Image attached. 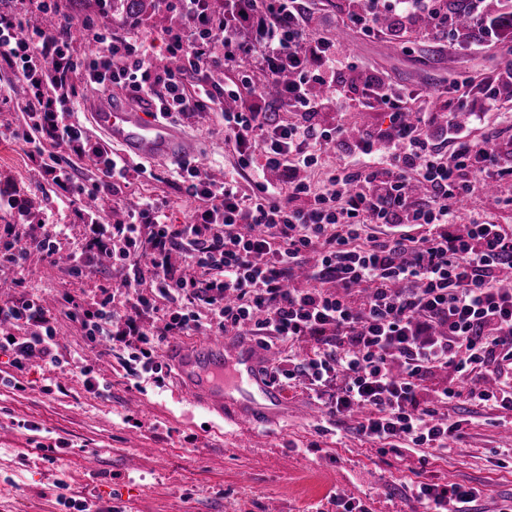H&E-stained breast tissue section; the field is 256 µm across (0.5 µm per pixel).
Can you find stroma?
Segmentation results:
<instances>
[{"label":"stroma","instance_id":"obj_1","mask_svg":"<svg viewBox=\"0 0 512 512\" xmlns=\"http://www.w3.org/2000/svg\"><path fill=\"white\" fill-rule=\"evenodd\" d=\"M62 10L106 21L133 36L154 27L146 9L137 23H123L121 0H58ZM349 0H312L308 25L316 37L340 43L346 55L338 70L346 84L341 110L316 113L324 128L341 125L345 134L322 153L311 175L326 184L353 157L357 136L387 128L389 118L363 104L359 87L376 75L406 93L414 110L430 99L427 133L449 152L448 106L462 105L472 119L474 137L494 138L499 164L512 167V86L494 87L486 97L485 77L504 72L507 60L499 41L473 33L469 48L446 46L427 30L396 35L367 33L348 20ZM205 165L233 172L236 157L224 143L217 119L186 125ZM148 174L133 188L115 194L117 208L139 196L166 199L173 223L191 208L179 190L176 166L147 163ZM13 184L33 217L68 227L69 245L86 241L87 228L68 202L57 198L33 164L0 125V186ZM24 275L44 305L57 311L58 368L34 367L17 373L18 387L0 384V512H63L58 495L98 496L112 512H345L333 498L362 504L367 512H424L410 493L418 482H456L479 489L472 512H505L512 507V465L503 452L512 448V411L471 414L448 407L462 423L454 448L407 451L403 441L378 443L358 431L345 415H329L304 385L286 393L288 420L248 429L236 427L195 406L173 372L176 347L197 336L167 337L158 359L162 381L141 373L128 350L90 342L80 327L59 312L63 293L81 296L111 283L112 268H97L77 280L65 266L41 254L27 261ZM90 367L101 391L87 388L82 367ZM25 421L39 431L22 429ZM66 448H57V440ZM96 464L87 467V455Z\"/></svg>","mask_w":512,"mask_h":512}]
</instances>
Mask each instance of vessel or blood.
<instances>
[{
  "label": "vessel or blood",
  "mask_w": 512,
  "mask_h": 512,
  "mask_svg": "<svg viewBox=\"0 0 512 512\" xmlns=\"http://www.w3.org/2000/svg\"><path fill=\"white\" fill-rule=\"evenodd\" d=\"M93 126L125 155L164 163L192 154V140L177 125L146 118L141 108L91 96ZM268 355L257 343L211 340L180 349L177 373L184 389L200 404L246 427L288 416V402L265 372Z\"/></svg>",
  "instance_id": "obj_1"
}]
</instances>
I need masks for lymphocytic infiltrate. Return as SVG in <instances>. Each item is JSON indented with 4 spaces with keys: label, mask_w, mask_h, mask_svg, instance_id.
<instances>
[{
    "label": "lymphocytic infiltrate",
    "mask_w": 512,
    "mask_h": 512,
    "mask_svg": "<svg viewBox=\"0 0 512 512\" xmlns=\"http://www.w3.org/2000/svg\"><path fill=\"white\" fill-rule=\"evenodd\" d=\"M181 23L162 35L174 68L152 62L145 40L107 34L91 18L63 16L60 28L29 27L27 16L53 9L57 0H13L0 7V64L26 85L27 122L13 131L27 156L42 163L47 182L76 211L88 212L85 245L69 255L71 277L92 273L99 252H111L112 269L126 287L114 294L78 299L63 294L66 316L91 342L123 345L151 367L158 336L247 330L264 347L310 340L312 355H289L267 366L280 388L296 380L335 413L364 411L361 434L383 442L402 439L414 448H447L460 422L422 406L418 392L433 371L450 368L470 379L467 390H438L441 404L466 398L493 411L512 410V226L471 221L455 228L461 202L485 195L512 209V168L497 164L492 139L454 127L452 150L441 155L424 133L426 111L406 121L401 90L381 77L362 85L369 107L386 112L387 130L361 139L354 164L337 169L325 188L299 170L315 169L322 148L340 127L316 129L309 119L341 106L345 86L336 77V46L307 28L306 0H253L267 26L268 41L255 48L240 42L237 0L214 17L207 0H178ZM379 0H364L351 17L375 31L385 14ZM392 29L400 32L429 16L432 28L448 31L445 0H396ZM81 37H69L73 26ZM99 44L92 57L79 56L81 41ZM224 44L214 61L209 44ZM259 54L263 84L244 77L247 92L221 86L212 72L240 69ZM52 60V69L39 67ZM290 71L280 81L281 71ZM128 88L150 98L162 116L196 120L216 115L224 142L237 156L236 175L222 180L195 161L179 165V189L195 207L184 223L171 224L166 203L139 198L123 219L102 223L90 201L132 186L145 173L125 157L94 143L74 122L77 84ZM274 92L299 112L301 122L281 124L257 106ZM64 154L45 163L46 142ZM91 160L97 178L80 181L76 164ZM248 179L249 192L239 181ZM429 190L416 198L412 181ZM16 209L17 224L0 230V271L11 273L15 299L0 303V355L16 370L35 359L57 365L54 317L28 292L23 274L31 252L54 258L62 224L26 221L15 194L0 190V207ZM385 227L373 236L370 225ZM419 235H411V228ZM164 310L162 328L148 326L150 312ZM426 512H464L477 491L458 484L412 488Z\"/></svg>",
    "instance_id": "lymphocytic-infiltrate-1"
}]
</instances>
